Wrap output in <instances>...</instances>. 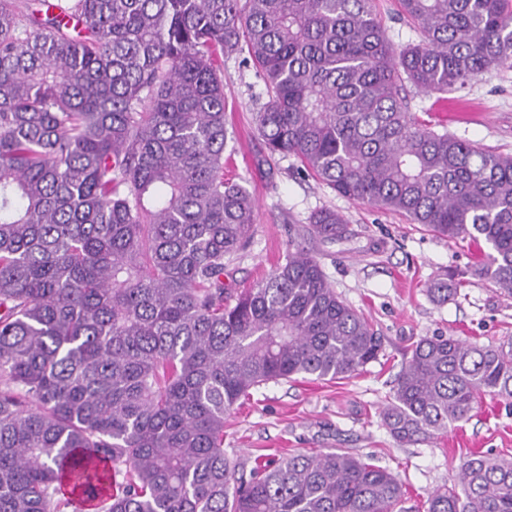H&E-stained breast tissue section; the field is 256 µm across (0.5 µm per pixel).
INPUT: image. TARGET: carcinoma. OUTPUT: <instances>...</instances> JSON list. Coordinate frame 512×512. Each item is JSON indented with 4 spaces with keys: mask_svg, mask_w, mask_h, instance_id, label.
I'll list each match as a JSON object with an SVG mask.
<instances>
[{
    "mask_svg": "<svg viewBox=\"0 0 512 512\" xmlns=\"http://www.w3.org/2000/svg\"><path fill=\"white\" fill-rule=\"evenodd\" d=\"M0 0V512H419L349 448L245 470L224 419L269 382L357 376L383 339L319 261L288 249L236 297L254 201L224 177V57L248 52L255 129L339 195L450 240L512 297V155L409 111L420 92L512 68V0ZM312 235L346 237L322 208ZM460 281L428 288L444 304ZM512 399V345L423 336L381 420L432 439ZM424 512H512V458L465 456ZM377 18L386 29L388 37L398 46L417 44L422 34L411 20L400 13L399 0H372Z\"/></svg>",
    "mask_w": 512,
    "mask_h": 512,
    "instance_id": "1",
    "label": "carcinoma"
}]
</instances>
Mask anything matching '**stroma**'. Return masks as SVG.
<instances>
[{"mask_svg": "<svg viewBox=\"0 0 512 512\" xmlns=\"http://www.w3.org/2000/svg\"><path fill=\"white\" fill-rule=\"evenodd\" d=\"M388 37L398 46L418 43L416 24L399 0H373ZM265 83L247 54L224 60V106L233 139L231 171L255 202L252 239L229 262L224 285L236 295L265 276L279 256L301 246L320 261L341 298L382 336L377 362L355 377L335 381L296 377L254 390L225 419L224 449L247 465L272 460L288 448L317 452L351 448L388 468L424 502L434 488L453 483L463 456L473 451L512 456V400L484 398L468 419L437 438L398 443L380 418L407 348L420 337L443 334L483 344L512 339V298L473 275L481 251L470 241H450L405 217L342 197L312 177L295 157H268L253 118L266 103ZM411 111L481 147L512 153V70L490 69L462 91H409ZM342 213L348 236L333 243L310 238V215L321 208ZM456 272L455 300L434 302L433 279Z\"/></svg>", "mask_w": 512, "mask_h": 512, "instance_id": "obj_1", "label": "stroma"}]
</instances>
